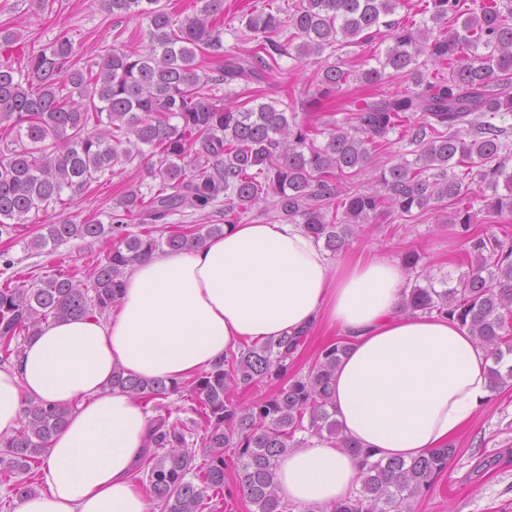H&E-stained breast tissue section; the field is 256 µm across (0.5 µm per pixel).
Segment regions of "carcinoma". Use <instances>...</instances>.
<instances>
[{
  "label": "carcinoma",
  "instance_id": "obj_1",
  "mask_svg": "<svg viewBox=\"0 0 512 512\" xmlns=\"http://www.w3.org/2000/svg\"><path fill=\"white\" fill-rule=\"evenodd\" d=\"M104 2L116 17L148 21L143 48L113 47L95 71L79 65L73 42L61 34L30 51L19 72L0 63V131L18 144L0 150V239L16 236L29 214L73 203L91 183L137 158L158 186L114 199L108 224L41 225L45 232L31 239L38 250L75 239H105L112 246L92 268L89 286L74 269L0 284V366L52 321L108 316L129 267L160 250L179 253L221 235L224 225L260 202L302 224L332 253L384 211L409 216L446 202L453 207L448 224L469 245L468 270L453 287L444 280L439 290L428 278L405 288L404 309L436 312L467 327L493 359L491 390L512 386V365L501 371L505 354H512V239L474 234L470 214L476 183L486 214L512 215V128L506 126L512 115V0H423L426 18L417 25L389 19L400 0H297L286 18L248 14L245 30L261 40L236 54L224 53V29L217 23L224 0H195L197 13L182 19L161 0ZM287 32L289 38L281 39ZM381 35L390 44L359 79L376 85L390 69L415 89L353 105L345 121L318 131L322 144L294 109L255 97L234 104L220 95L232 83L260 82L284 56L302 62ZM205 57L214 60L210 72L199 62ZM429 64L447 65L448 76L429 80L423 71ZM348 78L341 63L320 59L315 102L336 94ZM400 126L417 147L414 160L393 156L369 186L354 184ZM501 180L505 194L498 193ZM188 211L222 214L224 223L181 225L155 236L170 217ZM132 218L141 233L128 230ZM306 339L255 342L188 382L113 373L112 387L158 412L137 472L159 512L222 508L224 495L232 494L226 448L234 450L239 485L254 512H289L275 471L278 458L303 443L298 432L343 442L359 460L360 487L332 512H412L411 504L430 490L456 449L446 445L405 462L346 441L331 395L332 374L346 349L341 339L322 349L307 375L289 379L272 395L246 405L233 399L241 387L284 377ZM181 393L194 414L187 422L171 418L163 403ZM71 413L70 407L32 402L20 428L0 438V484L15 497L36 493L42 457Z\"/></svg>",
  "mask_w": 512,
  "mask_h": 512
}]
</instances>
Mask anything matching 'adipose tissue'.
<instances>
[{
	"label": "adipose tissue",
	"mask_w": 512,
	"mask_h": 512,
	"mask_svg": "<svg viewBox=\"0 0 512 512\" xmlns=\"http://www.w3.org/2000/svg\"><path fill=\"white\" fill-rule=\"evenodd\" d=\"M402 270L377 255L329 261L302 225L235 224L125 276L108 320L55 321L0 368V435L28 402L74 406L44 456L42 487L15 512H149L132 473L151 426L142 404L109 387L116 368L190 379L240 345L318 328L349 349L332 381L348 439L412 460L456 437L489 402L490 357L459 323L400 311ZM356 457L307 437L280 458L284 502L333 506L358 485Z\"/></svg>",
	"instance_id": "adipose-tissue-1"
}]
</instances>
